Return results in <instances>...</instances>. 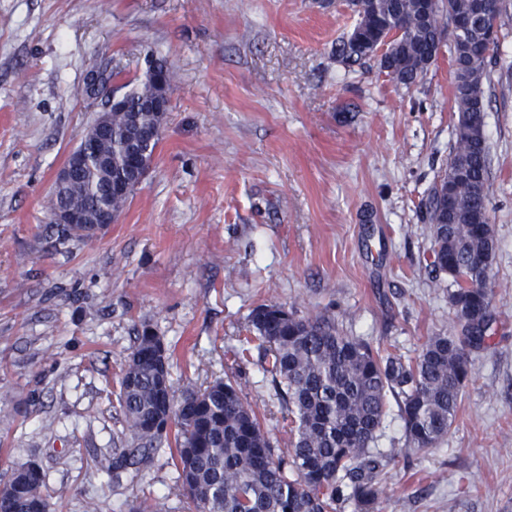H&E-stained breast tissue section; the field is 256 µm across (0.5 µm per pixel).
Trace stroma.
<instances>
[{
  "label": "stroma",
  "mask_w": 512,
  "mask_h": 512,
  "mask_svg": "<svg viewBox=\"0 0 512 512\" xmlns=\"http://www.w3.org/2000/svg\"><path fill=\"white\" fill-rule=\"evenodd\" d=\"M355 23L346 0H0V482L31 461L53 512L157 496L188 512L170 456L134 479L108 467L146 327L176 396L237 374L278 449L289 426L266 362L236 357L256 306L333 316L406 358L454 332L422 221L454 143L448 58L408 88L379 58L346 66ZM150 52L174 73L153 167L104 233L61 234L53 178ZM487 71L495 321L445 440L409 445L388 403L378 512H512V34Z\"/></svg>",
  "instance_id": "35a3bbf8"
}]
</instances>
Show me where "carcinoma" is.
Returning <instances> with one entry per match:
<instances>
[{
	"instance_id": "1",
	"label": "carcinoma",
	"mask_w": 512,
	"mask_h": 512,
	"mask_svg": "<svg viewBox=\"0 0 512 512\" xmlns=\"http://www.w3.org/2000/svg\"><path fill=\"white\" fill-rule=\"evenodd\" d=\"M475 0H440L424 15L420 0H368L336 55L359 64L377 54L381 68L410 87L434 64L436 33L452 19L469 28L448 45L453 73L455 142L448 169L433 185L424 223L433 242V270L448 275L449 302L460 336L437 333L406 359L364 340L345 336L335 319L302 318L292 307L260 304L248 316V341L268 362L281 409L291 425L289 448L276 453L265 421L243 401L237 381L218 379L181 398L162 380L156 353L162 338L145 328L137 336L120 380L118 402L125 429L112 449V473L134 477L151 466L175 430L177 487L194 512H376L388 455L372 448L388 396L399 403L408 443L428 448L448 437L460 410L471 368L469 352L482 347L494 321L490 274L495 238L488 204L489 147L485 135L486 58H477L487 28L512 23V0H491L480 16ZM159 87L148 75L132 83L123 110L108 117L82 175L62 193L50 191L49 209L81 208L93 220L122 213L129 197L111 191L121 177L132 141L156 150L165 113L146 108ZM41 466H16L0 487V512H48Z\"/></svg>"
}]
</instances>
